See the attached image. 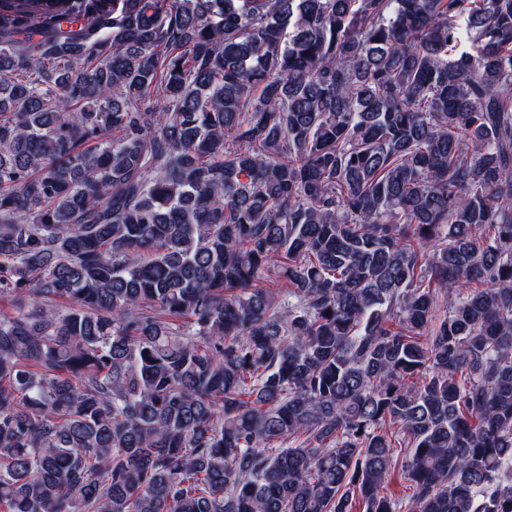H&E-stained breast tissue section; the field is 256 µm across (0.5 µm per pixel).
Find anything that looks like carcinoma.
Instances as JSON below:
<instances>
[{"label":"carcinoma","mask_w":512,"mask_h":512,"mask_svg":"<svg viewBox=\"0 0 512 512\" xmlns=\"http://www.w3.org/2000/svg\"><path fill=\"white\" fill-rule=\"evenodd\" d=\"M0 512H512V0H0Z\"/></svg>","instance_id":"1"}]
</instances>
